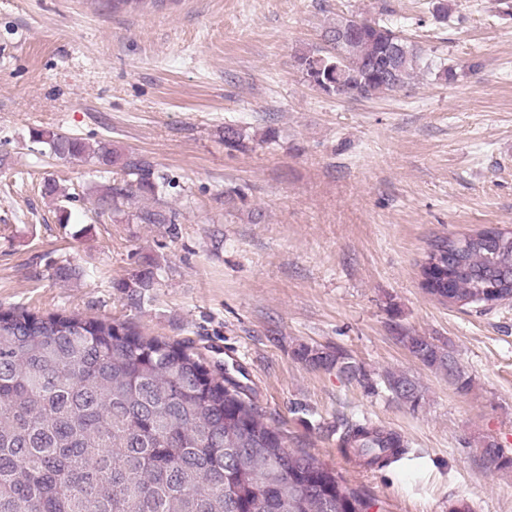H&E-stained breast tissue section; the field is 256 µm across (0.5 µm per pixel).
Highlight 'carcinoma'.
Returning a JSON list of instances; mask_svg holds the SVG:
<instances>
[{
  "label": "carcinoma",
  "mask_w": 512,
  "mask_h": 512,
  "mask_svg": "<svg viewBox=\"0 0 512 512\" xmlns=\"http://www.w3.org/2000/svg\"><path fill=\"white\" fill-rule=\"evenodd\" d=\"M343 17L325 33L328 48L296 55L305 81L355 99L403 89L416 76L423 50L389 20L350 36ZM32 140L63 160L117 167L123 185L99 196L102 213L121 214L119 200L148 196L157 208L129 214L140 224H176L163 209L170 181L147 159L106 145L37 130ZM455 252L450 280L427 291L462 311L483 313L512 302V230L484 228L432 241ZM148 268L117 284L153 287ZM398 341L425 367L461 392L470 387L453 351L431 336L402 333ZM294 357L373 386L341 350L300 344ZM393 398L417 408L415 379L390 373ZM339 447L382 468L408 452L400 433L363 420L337 431ZM483 460L511 469L494 440ZM374 500L326 464L287 448L285 437L241 387L216 377L194 347L144 336L127 321L23 307L0 311V512H370Z\"/></svg>",
  "instance_id": "obj_1"
}]
</instances>
